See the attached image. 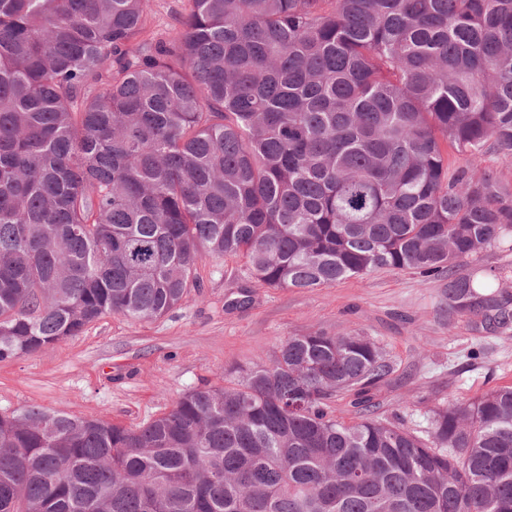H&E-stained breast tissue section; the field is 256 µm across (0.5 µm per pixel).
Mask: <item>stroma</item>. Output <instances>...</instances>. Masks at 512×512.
Listing matches in <instances>:
<instances>
[{
    "label": "stroma",
    "mask_w": 512,
    "mask_h": 512,
    "mask_svg": "<svg viewBox=\"0 0 512 512\" xmlns=\"http://www.w3.org/2000/svg\"><path fill=\"white\" fill-rule=\"evenodd\" d=\"M183 306L151 322L107 315L79 335L0 362V414L29 407L127 426L167 412L194 388L227 384L288 337L366 332L393 372L372 393L385 417L425 425L429 407L512 386V332L483 336L449 316L447 274L380 270L314 289L275 290L249 278L240 259L211 256ZM483 346L484 354L469 359Z\"/></svg>",
    "instance_id": "stroma-1"
}]
</instances>
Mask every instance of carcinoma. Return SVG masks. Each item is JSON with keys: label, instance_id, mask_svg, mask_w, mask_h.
<instances>
[{"label": "carcinoma", "instance_id": "carcinoma-1", "mask_svg": "<svg viewBox=\"0 0 512 512\" xmlns=\"http://www.w3.org/2000/svg\"><path fill=\"white\" fill-rule=\"evenodd\" d=\"M189 2L140 41L149 0H0V362L168 314L208 256L446 271L448 316L511 331L469 266L512 251V0ZM391 372L315 331L138 426L0 414V512H512V386L418 430L377 414Z\"/></svg>", "mask_w": 512, "mask_h": 512}]
</instances>
